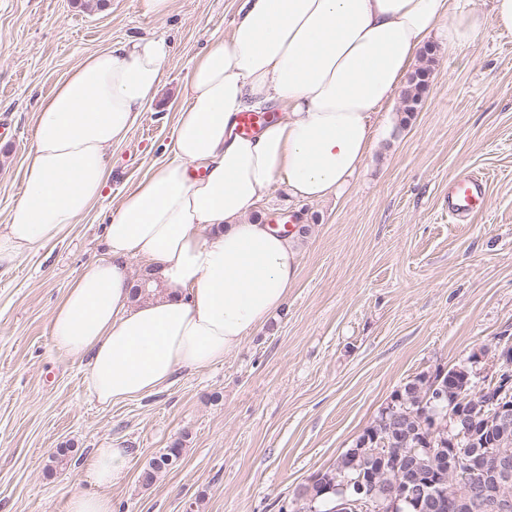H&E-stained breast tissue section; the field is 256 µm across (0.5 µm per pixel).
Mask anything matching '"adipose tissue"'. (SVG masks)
Listing matches in <instances>:
<instances>
[{"label":"adipose tissue","instance_id":"1","mask_svg":"<svg viewBox=\"0 0 512 512\" xmlns=\"http://www.w3.org/2000/svg\"><path fill=\"white\" fill-rule=\"evenodd\" d=\"M482 20L460 0H240L227 38L189 74L168 154L105 227L106 253L84 266L52 314V345L87 358L99 403L143 397L180 371L208 368L280 311L298 251L249 215L274 184L320 201L343 192L369 156L372 117L431 36L469 43ZM172 48L131 36L88 54L41 103L24 192L0 225V267L57 239L102 197L112 147L152 102ZM273 106L256 135L237 116ZM202 176L189 173V166ZM166 290L137 301L129 263ZM129 451L97 449L93 491L67 512H112L109 488Z\"/></svg>","mask_w":512,"mask_h":512}]
</instances>
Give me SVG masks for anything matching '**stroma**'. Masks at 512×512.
Wrapping results in <instances>:
<instances>
[{
  "label": "stroma",
  "mask_w": 512,
  "mask_h": 512,
  "mask_svg": "<svg viewBox=\"0 0 512 512\" xmlns=\"http://www.w3.org/2000/svg\"><path fill=\"white\" fill-rule=\"evenodd\" d=\"M474 40L435 44L430 87L402 120L399 100L351 186L322 202L280 187L254 211L301 219L298 276L285 308L223 363L181 371L155 393L103 405L86 360L51 342L56 304L105 251L125 194L164 158L198 54L229 33L238 0H175L158 20L137 0L88 9L76 0H0V224L21 198L34 115L87 54L130 35L172 46L163 84L110 153L102 198L59 239L0 269V512H66L91 490L96 449L131 455L109 494L114 512H292L296 488L327 469L420 373L464 364L483 383L496 344L512 340V31L492 0ZM487 180L483 212L449 220L448 182ZM183 438L179 467L138 476ZM67 465L49 469L65 443Z\"/></svg>",
  "instance_id": "stroma-1"
}]
</instances>
